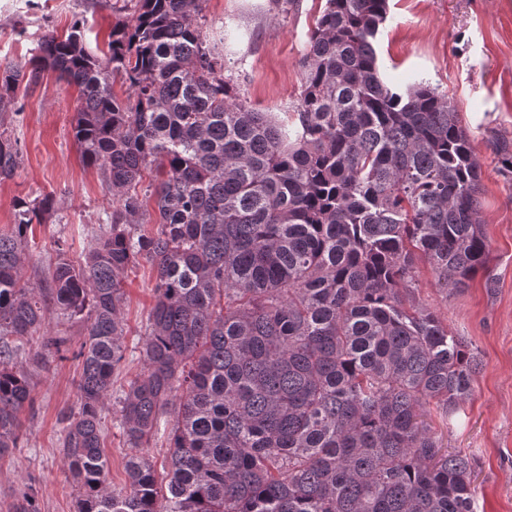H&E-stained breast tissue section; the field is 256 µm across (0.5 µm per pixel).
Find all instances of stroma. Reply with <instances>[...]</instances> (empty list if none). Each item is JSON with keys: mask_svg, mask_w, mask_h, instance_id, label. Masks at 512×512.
<instances>
[{"mask_svg": "<svg viewBox=\"0 0 512 512\" xmlns=\"http://www.w3.org/2000/svg\"><path fill=\"white\" fill-rule=\"evenodd\" d=\"M323 6V0H205L203 33L208 42L230 44L224 78L241 99L265 112L295 111L299 61ZM134 16V0H0V72L24 64L43 35H62L76 24L89 51L106 49L112 29ZM375 47L380 75L393 92L423 79L448 97L480 167L479 220L490 245V274L446 290L423 268L413 292L451 334L472 344L480 360L461 408L446 419L432 411L429 422L443 447L470 458L475 512H512V173L496 151L498 141H512V0H388ZM77 98L76 86L48 71L0 104V134L16 140L20 151L13 175L0 180V231L14 220L15 198L54 199L25 250L24 272L33 280L54 265L57 240L68 242L72 261L82 260L113 209L100 171L83 162L74 137ZM155 277L152 262L142 257L124 283L125 352L102 426L107 479L116 491L126 484L129 452L119 397L143 367L140 346ZM47 331L66 338L70 357L30 374L33 402L19 414L18 446L0 458V512H14L28 493L40 512L76 510L77 489L59 445L66 415L77 410L74 355L85 325L55 316Z\"/></svg>", "mask_w": 512, "mask_h": 512, "instance_id": "1", "label": "stroma"}]
</instances>
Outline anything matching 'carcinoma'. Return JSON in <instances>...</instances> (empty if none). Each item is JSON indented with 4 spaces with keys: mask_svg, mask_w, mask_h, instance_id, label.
Masks as SVG:
<instances>
[{
    "mask_svg": "<svg viewBox=\"0 0 512 512\" xmlns=\"http://www.w3.org/2000/svg\"><path fill=\"white\" fill-rule=\"evenodd\" d=\"M203 2L137 0L103 56L74 26L0 74L7 91L45 71L79 87L74 136L118 198L96 247L76 264L56 242L37 285L23 247L53 198L14 201L0 232V457L32 401L14 359L61 351L66 338L42 332L56 313L87 323L62 441L77 512H474L469 458L443 453L423 417L464 403L476 355L408 294L418 261L447 289L489 261L457 112L426 81L404 97L382 81L386 0H326L296 111L259 112L224 80ZM18 163L0 136V179ZM142 255L155 304L144 372L121 397L130 454L116 492L101 412L124 358L123 279ZM162 437L160 478L142 450Z\"/></svg>",
    "mask_w": 512,
    "mask_h": 512,
    "instance_id": "obj_1",
    "label": "carcinoma"
}]
</instances>
